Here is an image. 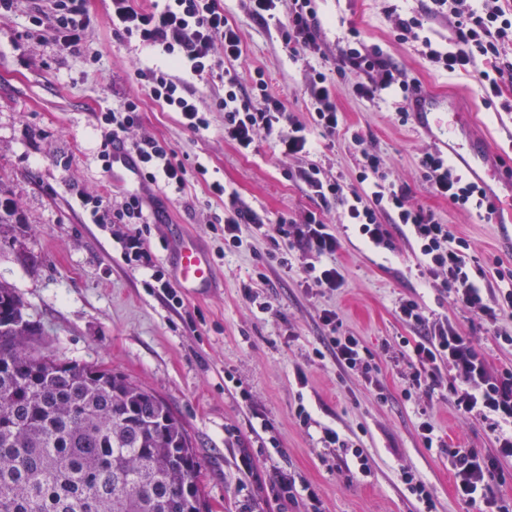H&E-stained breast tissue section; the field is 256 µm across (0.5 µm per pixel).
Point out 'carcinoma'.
<instances>
[{"label":"carcinoma","instance_id":"carcinoma-1","mask_svg":"<svg viewBox=\"0 0 512 512\" xmlns=\"http://www.w3.org/2000/svg\"><path fill=\"white\" fill-rule=\"evenodd\" d=\"M22 220L0 183L3 225ZM0 284V512H208L188 431L156 393L30 349Z\"/></svg>","mask_w":512,"mask_h":512}]
</instances>
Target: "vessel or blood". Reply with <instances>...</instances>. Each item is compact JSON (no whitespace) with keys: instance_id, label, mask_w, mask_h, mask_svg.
Wrapping results in <instances>:
<instances>
[{"instance_id":"1","label":"vessel or blood","mask_w":512,"mask_h":512,"mask_svg":"<svg viewBox=\"0 0 512 512\" xmlns=\"http://www.w3.org/2000/svg\"><path fill=\"white\" fill-rule=\"evenodd\" d=\"M411 114L423 131H437L440 145L454 153L461 163L480 159L490 150L489 142L482 138L459 141V115L452 112L442 99L426 93L418 95L411 102ZM111 159L110 176L113 184L132 186L140 183L139 160L125 142L113 141ZM151 217L156 223L169 227L170 259L175 288L188 298L209 293L216 282L214 263L209 251L181 225L171 223L166 211H152Z\"/></svg>"}]
</instances>
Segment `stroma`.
<instances>
[{
    "label": "stroma",
    "mask_w": 512,
    "mask_h": 512,
    "mask_svg": "<svg viewBox=\"0 0 512 512\" xmlns=\"http://www.w3.org/2000/svg\"><path fill=\"white\" fill-rule=\"evenodd\" d=\"M223 3L242 39L233 67L243 85L262 70L271 90L306 123L307 84L312 70H320L335 92L343 131L311 130L310 155L288 161L263 138L253 152L240 153L225 141L224 115L214 109L222 83L187 76L209 127L185 129L179 114L153 100L137 76L141 68H167L165 55L116 35L106 21V0H88L95 22L77 54L59 52L50 37L32 32L27 8L0 16V179L10 184L24 219L14 241L0 245V281L22 299L38 331L37 352L122 373L182 418L211 512H471L454 493L448 450H485L488 432L482 422L458 417L448 389L429 402L404 397L417 331L399 319L396 306L412 298L427 314L449 319L473 337L494 369L512 368V346L499 344L479 316L455 306L442 280L419 275L399 226L389 227L392 250L369 249L342 208L323 205L294 173L314 163L325 178L355 182L360 155L351 135L359 133L383 156L389 180L408 185L410 205L434 211L467 240L491 279L496 271L512 272V249L498 225L433 191L419 157L434 142L414 123L400 122V97H357L355 76H338L336 57L358 30L366 46L380 48L421 92L448 98L466 115L467 133L490 142L487 183L502 199L512 196V112L487 104L470 75L435 70L416 46L397 40L387 6L406 18L425 12L429 0H316L327 57L312 63L291 54L275 23L253 20L248 0ZM134 97L141 122L130 138L166 140L192 170L182 193L154 185L146 196L196 235L214 261L215 287L179 305L151 287L150 268L125 257V237L138 232L153 266L166 267L165 225L98 224L80 200L99 195L119 206L124 190L108 181L96 117ZM199 165L204 173H196ZM216 180L271 223L300 221L313 211L337 225L343 292L331 295L305 281L309 257L300 247L290 248L292 267L284 269L264 234L244 230L245 247L225 250L217 223L224 203L210 191ZM246 283L253 299L242 294ZM326 309L338 314V335L360 337L372 354L382 395L332 357H315L328 333L321 321ZM428 404L444 447L428 449L421 440L419 410ZM301 408L308 423L297 416ZM327 428L345 447L324 443ZM358 450L369 460L367 470L359 468ZM405 470L426 485L430 504L409 493ZM284 475L295 483V501L277 494Z\"/></svg>",
    "instance_id": "35a3bbf8"
}]
</instances>
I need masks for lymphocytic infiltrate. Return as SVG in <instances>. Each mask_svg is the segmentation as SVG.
Instances as JSON below:
<instances>
[{"label":"lymphocytic infiltrate","instance_id":"obj_1","mask_svg":"<svg viewBox=\"0 0 512 512\" xmlns=\"http://www.w3.org/2000/svg\"><path fill=\"white\" fill-rule=\"evenodd\" d=\"M248 2L253 18L276 19L291 53L323 56L314 0H290L288 14L281 21L276 18L278 0ZM430 16L449 18L453 28L447 46L437 47L430 39H422V53L432 66L449 73H470L487 97L501 96L503 84L512 82V11H506L501 0H431L429 16L397 18L399 37L424 30ZM33 22L51 32L63 53L80 50L85 32L94 24L84 0H44ZM107 23L125 39L161 48L169 56L170 70L141 69L137 75L150 96L163 108L179 113L182 125L192 132L208 129L209 122L194 95L177 77L180 69L201 79L215 77L223 83L224 94L216 100L215 109L224 115L225 140L240 151H251L256 141L264 137L273 141L283 158L305 156L310 152V128L329 135L342 128V115L322 71H314L307 87L311 108L306 123L289 111L281 97L269 92L263 77H256L251 89L243 88L240 77L229 67L242 53L240 32L226 18L220 0H165L163 7L149 9L135 7L133 0H111ZM219 44L224 47L220 58L215 55ZM336 72L358 74L355 93L359 97L400 94L404 106L399 118L407 120L406 103L417 88L379 49H367L360 37H353L339 53ZM138 120L139 105L133 99L119 110L100 113L101 158H108L112 140H127L141 160L145 182H160L171 191L182 192L189 181V170L176 160L175 151L167 142L152 137L129 138L128 133ZM419 166L437 195L459 206L493 214L494 207L488 203L484 189L463 180L438 152L423 153ZM299 177L323 204L341 206L350 223L357 225L360 235L373 247L391 246L389 224H381L379 214L388 215L390 224L404 226L416 246L421 276L443 279L455 305L480 316L497 340L512 345V330L501 326L504 318L512 317V289H500L494 297L474 280L471 265L475 258L469 253V243L456 237L450 225L440 222L433 211L410 206L408 186L387 180L384 160L378 152L369 148L361 151L359 179L367 184L363 190L339 179H324L315 165L300 170ZM210 190L226 201L224 242L229 247H243V227L259 231L272 227L283 242H296L311 254V262L304 266L307 278L332 294L345 287V276L335 262L340 240L335 226L321 214L310 212L302 223L282 220L272 226L267 216L243 204L237 193L227 191L223 183H212ZM397 313L404 323L423 329L415 339L408 363L405 396L420 393L429 397L439 387H447L454 409L464 417L482 421L493 441L491 451L486 453L449 449L448 463L457 498L474 512H512V503L490 490L500 462L512 459V370L492 371L472 337L448 320L430 318L416 300H401ZM321 320L329 329L323 345L337 364L360 371L365 384H372L371 354L361 339L335 334L338 315L334 310H323ZM446 372L452 375L447 385L442 382Z\"/></svg>","mask_w":512,"mask_h":512}]
</instances>
